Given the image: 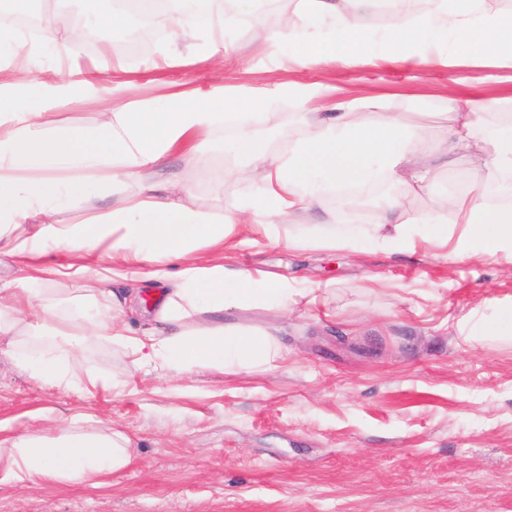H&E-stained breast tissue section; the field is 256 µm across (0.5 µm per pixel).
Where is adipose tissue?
<instances>
[{
	"label": "adipose tissue",
	"mask_w": 512,
	"mask_h": 512,
	"mask_svg": "<svg viewBox=\"0 0 512 512\" xmlns=\"http://www.w3.org/2000/svg\"><path fill=\"white\" fill-rule=\"evenodd\" d=\"M306 26L294 29L288 63L307 67L350 65L365 49L364 35L376 0H300ZM479 0H438L434 11L406 8L394 17L389 41L423 46L419 63L444 53L453 68L466 56L463 46L448 44V33L478 24L485 32L478 57L512 64V23L500 14L478 10ZM212 0H174L176 20L166 23L164 60L194 63L214 55L210 32L224 30L231 17L214 14ZM82 34L61 37L56 17L42 21L40 43H30L12 28L0 26V255L23 256L45 244L65 250L77 265L78 292L90 310L67 317L40 303L29 279L0 283V340L6 353L32 379L65 390L88 393L114 389L111 375H80L75 351L91 341L112 342L131 363L158 377L172 371L205 368L267 371L283 358L274 326L248 332L225 323V312L252 303L287 308L295 294L287 284L256 279L223 265L191 264L203 245H221L240 221L263 226L278 237L282 217L302 214L308 224L342 223L340 213L324 207L327 191L362 187L381 175L396 178L406 194L422 190L434 177L431 157L402 150L398 114L385 111L380 99L330 100L319 112H304V136L288 151L276 153L263 135L273 115L259 96L246 97L241 111L221 113L199 103L191 89L157 99L131 94L130 81L113 82L93 132L59 128L56 111L98 97L97 73L75 80L54 70L39 71L42 45L59 58H71ZM477 76L454 80L459 93L448 98L452 124L438 127L434 148L444 157L467 156L493 176L512 174V117L476 136L475 119L492 101L472 89ZM231 130L232 149L245 163V175L261 187L258 198L237 212L215 217L206 203L183 188L158 178L166 160L191 161L216 128ZM108 200L107 211L85 224H65L57 215ZM275 201L269 210L267 201ZM452 218L448 237L454 260L474 253L512 255V205L491 203L480 193L439 203L415 215L399 203L379 212L373 224L315 237L329 250H357L361 242L389 250L418 232L429 233ZM107 250L124 265L147 269L163 289L148 312V326L132 335L119 304L108 301L110 269L87 271L84 256ZM76 414L57 431L9 435L0 424V486L23 484L99 485L103 475L133 461L132 440L111 428L88 429Z\"/></svg>",
	"instance_id": "obj_1"
}]
</instances>
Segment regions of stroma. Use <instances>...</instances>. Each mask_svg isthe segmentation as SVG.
<instances>
[{
  "label": "stroma",
  "instance_id": "1",
  "mask_svg": "<svg viewBox=\"0 0 512 512\" xmlns=\"http://www.w3.org/2000/svg\"><path fill=\"white\" fill-rule=\"evenodd\" d=\"M87 36L74 59L84 71L112 74V47L134 27L105 25L113 0H80ZM388 22L375 18L366 53L340 68H289L280 20L237 16L227 38L250 48L247 61L225 59L159 68L163 40L125 58L140 98L193 89L273 96L266 137L283 152L302 135L297 115L336 93L382 96L400 113L403 146L426 149L418 133L448 123L453 76L478 69V92L498 105L478 132L512 114V68L465 59L456 72L437 64L384 60ZM162 178L179 182L218 215L257 196L238 172L229 140L217 131L192 162L170 158ZM459 177L473 191L502 190L503 179L459 160L413 198L420 213L453 196ZM286 238L239 225L228 247H200V266L230 265L313 290L280 321L285 356L266 372L201 370L159 378L129 364L121 349L85 345L80 370L114 375L116 390L76 394L42 385L0 357V422L11 434L59 427L83 412L126 432L135 459L100 488L1 486L0 512H512V339L470 341L472 330L512 306V261L476 256L451 264L447 249L413 235L403 249L365 245L356 252L297 248L288 236L316 233L287 221ZM46 245L31 257L0 259L10 281L64 262Z\"/></svg>",
  "mask_w": 512,
  "mask_h": 512
}]
</instances>
